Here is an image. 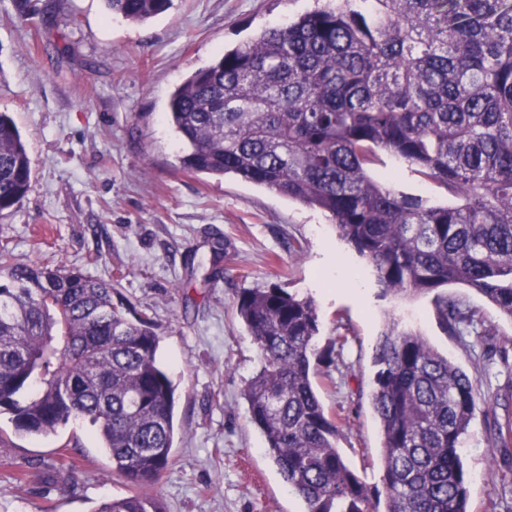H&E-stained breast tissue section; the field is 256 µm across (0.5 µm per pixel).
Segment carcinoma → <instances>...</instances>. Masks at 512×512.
<instances>
[{"instance_id":"cac0c4a2","label":"carcinoma","mask_w":512,"mask_h":512,"mask_svg":"<svg viewBox=\"0 0 512 512\" xmlns=\"http://www.w3.org/2000/svg\"><path fill=\"white\" fill-rule=\"evenodd\" d=\"M334 0L264 30L190 74L165 119L186 147L179 168L234 175L323 211L372 266L384 294L430 296L457 336L475 312L464 285L512 320V0ZM143 23L173 0H105ZM385 153L436 182L434 205L370 175ZM20 131L0 112V211L31 187ZM0 411L48 436L89 419L134 486L95 512H164L144 487L171 464L176 387L145 314L79 270L19 263L0 250ZM236 311L263 362L243 396L266 453L307 512H469L460 457L476 383L427 340L379 337L373 409L385 507L340 453L310 377L314 301L248 290Z\"/></svg>"}]
</instances>
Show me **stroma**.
<instances>
[{"instance_id":"1","label":"stroma","mask_w":512,"mask_h":512,"mask_svg":"<svg viewBox=\"0 0 512 512\" xmlns=\"http://www.w3.org/2000/svg\"><path fill=\"white\" fill-rule=\"evenodd\" d=\"M314 0H173L134 24L104 0H0V111L11 113L32 165L31 188L0 212V248L18 261L112 282L155 323L177 387L172 462L151 487L164 512H306L265 452L243 389L262 356L238 318L244 291L278 286L315 302L319 333L311 379L342 429L339 446L382 489L381 437L372 408L373 354L389 326L415 331L477 383L461 449L470 512L512 498V457L490 440L491 419L512 423V322L475 291L450 292L479 314L445 333L430 297L380 292L368 262L320 210L233 176L181 171L183 145L164 118L171 93L195 69L262 30L313 9ZM397 191L446 203L407 167L372 170ZM347 334L339 343V334ZM77 463L59 468L63 451ZM24 470L17 489L10 479ZM89 422L54 435L16 432L0 413V512H96L130 494Z\"/></svg>"}]
</instances>
